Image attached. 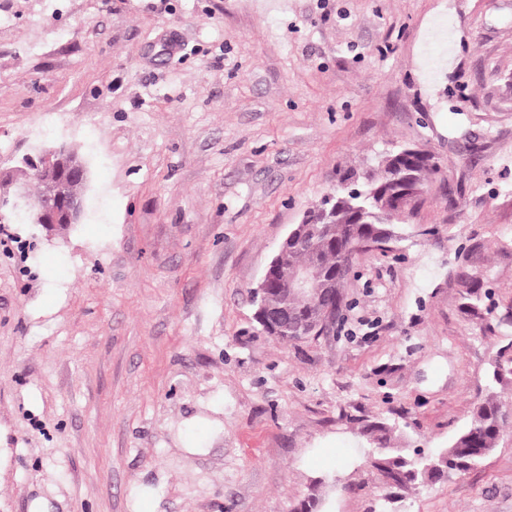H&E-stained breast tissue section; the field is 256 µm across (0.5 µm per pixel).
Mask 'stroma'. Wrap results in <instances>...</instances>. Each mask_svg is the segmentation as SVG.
<instances>
[{
	"label": "stroma",
	"instance_id": "1",
	"mask_svg": "<svg viewBox=\"0 0 512 512\" xmlns=\"http://www.w3.org/2000/svg\"><path fill=\"white\" fill-rule=\"evenodd\" d=\"M48 142L90 181L62 236L0 223V512H296L321 475L332 512H512V428L398 497L360 436L512 412V0H0V166ZM404 144L440 170L401 240L330 333L266 336L290 227ZM493 380L497 384L512 379V341L502 346L491 363Z\"/></svg>",
	"mask_w": 512,
	"mask_h": 512
}]
</instances>
